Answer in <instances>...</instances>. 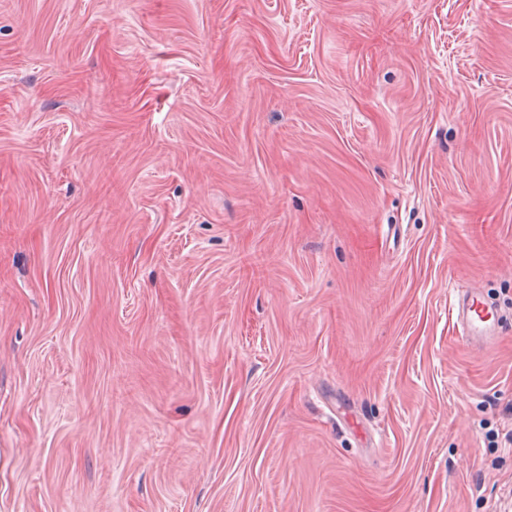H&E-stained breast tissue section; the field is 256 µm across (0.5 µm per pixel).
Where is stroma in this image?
Instances as JSON below:
<instances>
[{
  "label": "stroma",
  "instance_id": "obj_1",
  "mask_svg": "<svg viewBox=\"0 0 512 512\" xmlns=\"http://www.w3.org/2000/svg\"><path fill=\"white\" fill-rule=\"evenodd\" d=\"M511 491L512 0H0V512ZM457 321L466 339L474 345L489 343L496 336V313L477 293L465 291L456 304Z\"/></svg>",
  "mask_w": 512,
  "mask_h": 512
}]
</instances>
